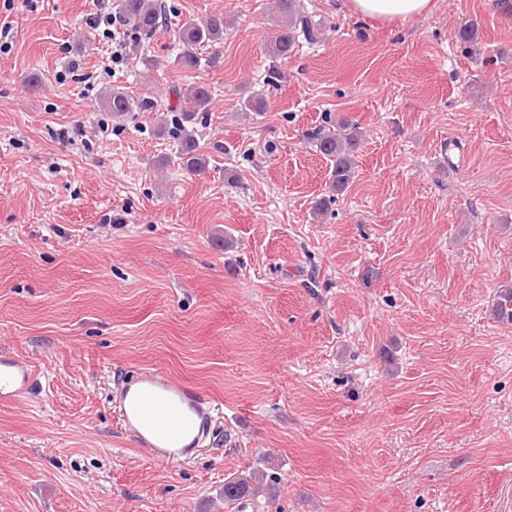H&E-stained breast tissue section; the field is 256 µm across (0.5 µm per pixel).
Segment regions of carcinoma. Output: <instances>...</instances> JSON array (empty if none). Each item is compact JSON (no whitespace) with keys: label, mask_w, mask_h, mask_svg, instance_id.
<instances>
[{"label":"carcinoma","mask_w":512,"mask_h":512,"mask_svg":"<svg viewBox=\"0 0 512 512\" xmlns=\"http://www.w3.org/2000/svg\"><path fill=\"white\" fill-rule=\"evenodd\" d=\"M298 0H274L275 14L278 17V29L269 42L272 56L286 60L293 52L295 32L302 30L306 39L316 40L307 20L301 14ZM118 17L128 26L135 38L153 36L161 27L165 18L163 0H120ZM181 50L174 59L180 68L194 71L200 66L196 53L201 45H212L224 39V15L213 14L203 21L186 20L178 31ZM169 98L175 103H167L166 111L172 116L175 131L179 132V160L184 169L193 174L205 171L207 160L198 152L194 130L189 124L200 112L208 111L211 95L201 82L173 85L169 88ZM104 104L108 111L116 115L129 112H158L161 106L157 99L149 96L133 97L118 89L104 92ZM306 139L318 152L330 160V188L339 192L350 182L353 174L355 152L360 148L357 127L342 122L332 128L319 126L306 134ZM494 314L496 318L512 324V287L499 290L495 297ZM264 473L252 472L238 476L224 483V501L235 502L245 497H254L264 489Z\"/></svg>","instance_id":"obj_1"}]
</instances>
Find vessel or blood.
<instances>
[{
	"label": "vessel or blood",
	"instance_id": "b4317fda",
	"mask_svg": "<svg viewBox=\"0 0 512 512\" xmlns=\"http://www.w3.org/2000/svg\"><path fill=\"white\" fill-rule=\"evenodd\" d=\"M40 383L33 363L0 352V405L31 393ZM114 398L125 437L157 462L193 458L212 426L209 398L159 368L131 372L118 382Z\"/></svg>",
	"mask_w": 512,
	"mask_h": 512
}]
</instances>
